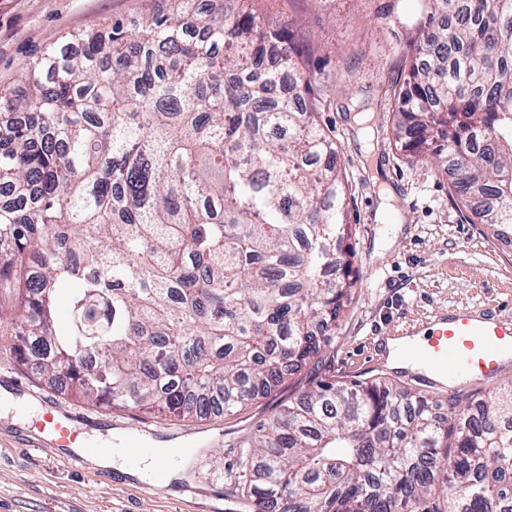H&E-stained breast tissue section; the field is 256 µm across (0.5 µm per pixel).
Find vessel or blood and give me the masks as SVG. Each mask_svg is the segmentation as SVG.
Here are the masks:
<instances>
[{"label":"vessel or blood","instance_id":"obj_1","mask_svg":"<svg viewBox=\"0 0 512 512\" xmlns=\"http://www.w3.org/2000/svg\"><path fill=\"white\" fill-rule=\"evenodd\" d=\"M437 325L426 342L414 341V328H406L398 350L401 360L419 365L453 383L489 379L512 358V317L461 307L433 317ZM37 432L47 446L71 449V462H79L76 448L89 442L75 424L72 413L48 409Z\"/></svg>","mask_w":512,"mask_h":512}]
</instances>
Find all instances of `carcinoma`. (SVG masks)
Listing matches in <instances>:
<instances>
[{
  "instance_id": "cac0c4a2",
  "label": "carcinoma",
  "mask_w": 512,
  "mask_h": 512,
  "mask_svg": "<svg viewBox=\"0 0 512 512\" xmlns=\"http://www.w3.org/2000/svg\"><path fill=\"white\" fill-rule=\"evenodd\" d=\"M0 89V288L17 361L96 408L225 414L323 360L357 279L309 40L252 0H153ZM393 136L512 236V0H421ZM358 129L369 107L351 99ZM244 512H512V380L448 415L309 387L240 449Z\"/></svg>"
}]
</instances>
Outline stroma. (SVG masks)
<instances>
[{"mask_svg":"<svg viewBox=\"0 0 512 512\" xmlns=\"http://www.w3.org/2000/svg\"><path fill=\"white\" fill-rule=\"evenodd\" d=\"M386 0H256L267 19L295 22L313 39V68L323 100L322 124L339 145L350 184L345 212L354 234L358 284L326 362L340 381L385 378L427 391L429 377L388 365L386 340L461 304L512 316V243L488 226L462 222L448 197V177L396 145L392 87L408 68V30L384 12ZM149 0H0V86L50 43L115 20L130 22ZM368 100L376 123L363 135L345 107ZM10 319L0 320V512H239V446L259 424L308 386L310 367L285 377L270 396L230 414L177 419L166 414L86 405L60 385L19 366L9 347ZM75 411L86 434L117 438L128 428L155 434V447L190 449L185 478L154 485L89 462L71 465L65 451L40 447L33 425L46 402Z\"/></svg>","mask_w":512,"mask_h":512,"instance_id":"1","label":"stroma"}]
</instances>
